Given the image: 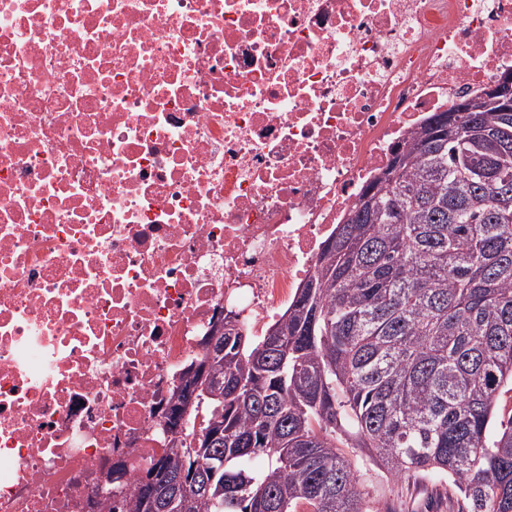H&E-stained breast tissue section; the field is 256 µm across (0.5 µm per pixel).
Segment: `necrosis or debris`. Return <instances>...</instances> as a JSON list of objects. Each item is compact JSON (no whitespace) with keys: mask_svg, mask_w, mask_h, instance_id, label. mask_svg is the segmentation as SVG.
I'll return each mask as SVG.
<instances>
[{"mask_svg":"<svg viewBox=\"0 0 512 512\" xmlns=\"http://www.w3.org/2000/svg\"><path fill=\"white\" fill-rule=\"evenodd\" d=\"M512 0H0V512H103L219 316L264 335Z\"/></svg>","mask_w":512,"mask_h":512,"instance_id":"necrosis-or-debris-1","label":"necrosis or debris"}]
</instances>
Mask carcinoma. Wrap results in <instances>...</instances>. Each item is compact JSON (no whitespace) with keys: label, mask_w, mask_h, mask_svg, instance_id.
I'll return each instance as SVG.
<instances>
[{"label":"carcinoma","mask_w":512,"mask_h":512,"mask_svg":"<svg viewBox=\"0 0 512 512\" xmlns=\"http://www.w3.org/2000/svg\"><path fill=\"white\" fill-rule=\"evenodd\" d=\"M258 340L233 326L185 438L108 512H369V458L512 512V112H434ZM354 452L349 453L347 449Z\"/></svg>","instance_id":"1"}]
</instances>
